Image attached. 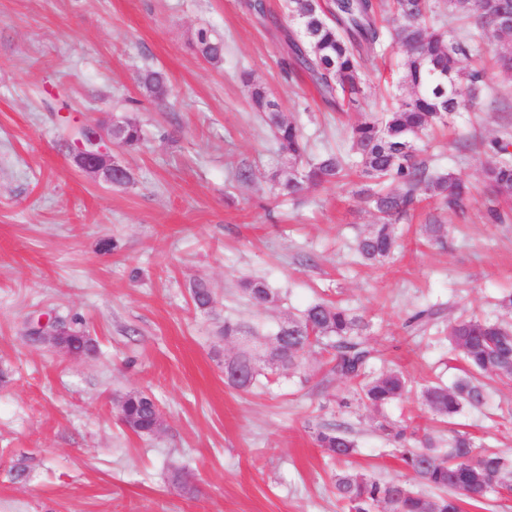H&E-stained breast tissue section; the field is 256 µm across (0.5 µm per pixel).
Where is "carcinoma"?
<instances>
[{
  "label": "carcinoma",
  "instance_id": "1",
  "mask_svg": "<svg viewBox=\"0 0 512 512\" xmlns=\"http://www.w3.org/2000/svg\"><path fill=\"white\" fill-rule=\"evenodd\" d=\"M394 26L384 32L377 20L374 0H286L288 16L302 23L296 36H288L290 66L306 72L324 103L338 111L356 104L363 96L360 73L365 63L384 50L387 40L405 49L401 85L408 94L398 98L387 112L366 113L351 127L349 147L344 153L331 152L315 162L305 160L307 144L300 127L285 120L266 92L256 88L252 105L266 114L267 126L278 153L288 158V169L277 174L282 194L293 196L307 186L332 184L348 167L358 169L371 187L361 189L373 208L376 222L356 243L360 260L367 265L382 264L397 247L396 223L423 201L437 208L464 214L474 198L467 182L452 171H433L417 160L418 142L429 130L448 123L462 108L461 86L481 88L484 70L461 67L464 59L481 55L483 46L471 38H453L441 27L428 22L431 0H391ZM448 13L475 18L476 25L495 45L496 63L512 72V25L497 26L502 14L512 15V0H448ZM198 49L208 61L223 59V45L208 31L197 33ZM146 91L155 96L166 92L161 73L147 70L142 75ZM143 139L140 126L130 120L116 124L114 141L133 148ZM494 157L482 165L484 183L498 197L512 201V151L509 144L492 142ZM428 242L445 244V225L436 216L422 225ZM243 291L258 305L272 303L275 292L258 279L242 282ZM194 305L204 310L212 304V294L203 282L190 289ZM438 316L430 308L413 314L406 326L424 327ZM371 323L363 315L328 302L306 307L299 316L280 327L272 341L278 343L271 372L298 374L305 355L317 346L331 354L332 371L341 379L356 383L352 399L381 412L409 392L403 373L388 371L365 380L366 366L374 349L369 342ZM224 339L244 347L237 356L243 380L227 384L248 392L262 375L246 347L255 338L244 322H224ZM448 342L465 364L464 375L450 386L430 384L420 392L423 404L440 421L449 423L467 408L485 403L483 379L512 380V323L498 318L461 316L448 323ZM73 351L88 355L95 349L92 340L73 329L69 337ZM123 424L138 435H152L162 426L159 407L150 396L134 392L119 406ZM376 428L389 435L409 475L407 479L385 482L360 473L338 470L333 476L336 501L342 512H461V503H482L503 489L512 490V459L497 452L479 449L467 433H456L447 451L438 450L430 435L383 419ZM314 440L326 455L345 461L356 453L355 440L338 425L322 426ZM435 490L423 495L413 483Z\"/></svg>",
  "mask_w": 512,
  "mask_h": 512
}]
</instances>
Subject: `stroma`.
Listing matches in <instances>:
<instances>
[{
	"label": "stroma",
	"mask_w": 512,
	"mask_h": 512,
	"mask_svg": "<svg viewBox=\"0 0 512 512\" xmlns=\"http://www.w3.org/2000/svg\"><path fill=\"white\" fill-rule=\"evenodd\" d=\"M0 0V512H339L333 465L314 441L340 424L357 443L346 469L379 480L404 475L378 414L340 407L348 381L312 352L300 374L260 378L250 392L224 381L225 321L250 324L258 355L288 318L328 300L364 314L372 372L402 371L413 392L388 420L440 440L465 431L512 456V384L488 381L484 405L456 424L436 422L417 392L452 383L461 366L440 329L409 337L415 310L442 305L495 314L512 291V220L487 218L481 175L491 143L512 142V78L487 68L477 98L422 157L474 187L462 216L444 213L448 246L421 232L433 205L396 225L387 263H359L355 241L374 215L351 174L278 193V152L251 101L263 87L308 140V156L344 148L360 113H382L400 94L402 50L386 47L363 70L365 96L328 108L304 72H289L285 0ZM224 44L220 63L198 52V30ZM161 71L167 92L143 88ZM144 141L113 147L129 172L114 186L73 163L78 130L123 120ZM252 171L236 180L239 167ZM276 294L258 307L241 282ZM205 282L207 310L191 299ZM90 334L95 354L70 355L29 340L37 321ZM158 404L161 429L140 436L119 414L126 394ZM190 486L174 484L175 471Z\"/></svg>",
	"instance_id": "stroma-1"
}]
</instances>
